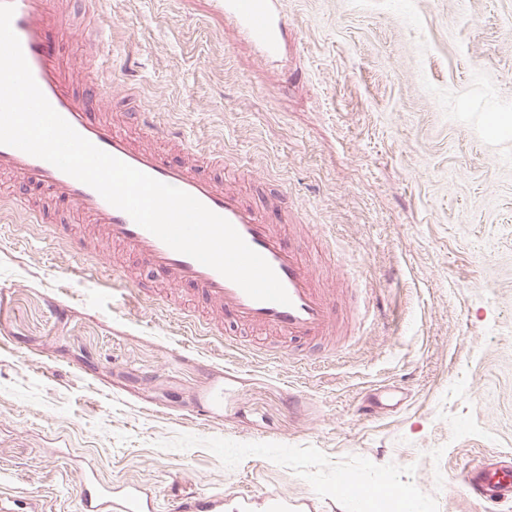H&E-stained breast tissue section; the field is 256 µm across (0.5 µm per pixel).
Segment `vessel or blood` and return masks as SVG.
Listing matches in <instances>:
<instances>
[{"label": "vessel or blood", "mask_w": 512, "mask_h": 512, "mask_svg": "<svg viewBox=\"0 0 512 512\" xmlns=\"http://www.w3.org/2000/svg\"><path fill=\"white\" fill-rule=\"evenodd\" d=\"M12 28L20 40L33 77L51 106L84 138L117 159L198 199L226 218L244 241L273 268L290 298L283 305L249 297L237 284L194 258L176 252L142 228L124 211L108 203L95 189L54 165L18 148L0 145V174L21 179L29 193H48L63 208H74L89 223L88 229L53 223L57 238L87 257H98L97 243L128 249L140 266L156 271L166 286L191 290L210 308L209 329L222 324L237 329L267 330L310 349H317L336 334L340 309L317 283L313 262L287 240L273 211L250 203L235 187L215 180L210 167L224 163L223 155L168 159L160 150L137 145L115 130L100 112V84L90 81L76 94L59 45L68 37L50 0H13ZM219 12L233 18L265 55L275 56L287 26L281 0H216ZM129 122L154 139L177 145L180 136L160 127L149 112L130 114ZM382 307L364 301L353 308L351 339L363 335L367 325L382 316ZM79 495L83 512H157L158 493L140 483L106 484L96 469L79 463ZM469 499L487 506L512 496V464L489 456L471 466L463 478ZM252 512L250 499L225 504L219 494L192 492L180 497L172 512Z\"/></svg>", "instance_id": "1"}]
</instances>
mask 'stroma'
<instances>
[{"mask_svg":"<svg viewBox=\"0 0 512 512\" xmlns=\"http://www.w3.org/2000/svg\"><path fill=\"white\" fill-rule=\"evenodd\" d=\"M53 2L104 116L152 113L243 163L218 176L250 202L282 186L326 287L367 280L387 315L333 361L224 351L184 333L177 304L204 310L188 291L113 300L159 281L132 255L78 275L0 178V491L82 512L73 453L155 486L160 512L185 485L305 512H512L462 485L512 457V0H283L273 58L213 0ZM345 477L384 504L341 499Z\"/></svg>","mask_w":512,"mask_h":512,"instance_id":"35a3bbf8","label":"stroma"}]
</instances>
